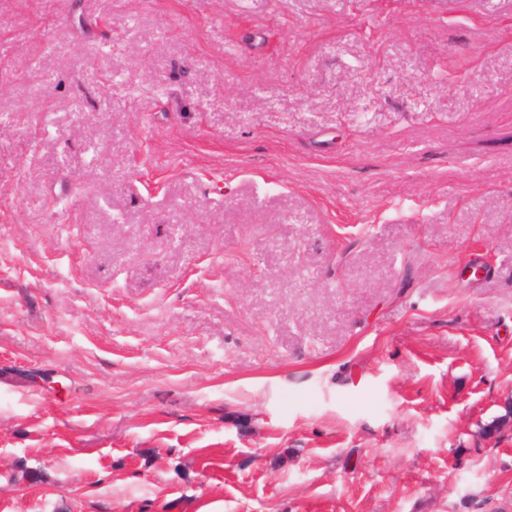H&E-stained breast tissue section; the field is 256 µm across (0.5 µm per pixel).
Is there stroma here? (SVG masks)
<instances>
[{"label": "stroma", "mask_w": 512, "mask_h": 512, "mask_svg": "<svg viewBox=\"0 0 512 512\" xmlns=\"http://www.w3.org/2000/svg\"><path fill=\"white\" fill-rule=\"evenodd\" d=\"M512 0H0V512H512Z\"/></svg>", "instance_id": "1"}]
</instances>
